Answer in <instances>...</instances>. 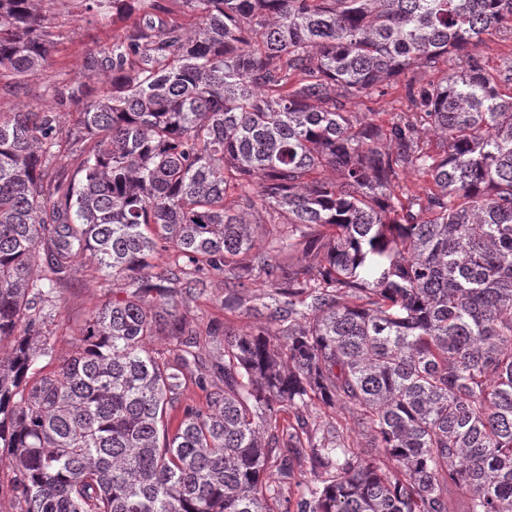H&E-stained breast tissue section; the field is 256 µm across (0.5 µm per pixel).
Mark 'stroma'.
<instances>
[{"instance_id": "1", "label": "stroma", "mask_w": 512, "mask_h": 512, "mask_svg": "<svg viewBox=\"0 0 512 512\" xmlns=\"http://www.w3.org/2000/svg\"><path fill=\"white\" fill-rule=\"evenodd\" d=\"M158 9L137 5L130 19L116 21L112 6L104 0L101 8L85 14L75 8L72 0H46L45 24L53 40V51L46 67L30 74L22 91L14 93L7 79H0V112H12L24 107L32 112L43 111L52 100L53 87L85 81L91 96L102 95L106 89L101 80L90 77L88 61L111 49L113 43L125 38L133 24L142 20L145 13H152L154 20L175 21L192 27L198 22L196 15L183 7L181 0H157ZM454 60L440 58L435 69H410L401 75V85L389 89L382 96H350L345 98L346 111L361 116H375L377 120H390L406 108L404 85L409 81L420 83L451 72ZM123 279L104 276L96 260L86 256L74 262L69 277L61 287V299L54 317L43 329V334L54 346L57 357H67L80 334V329L91 312L104 304L123 298ZM177 316L186 331L197 334L201 340L202 356L214 362L217 339L225 327L240 332L254 330L258 322L249 311L233 314L224 310V278L210 276L207 289L199 296H179Z\"/></svg>"}]
</instances>
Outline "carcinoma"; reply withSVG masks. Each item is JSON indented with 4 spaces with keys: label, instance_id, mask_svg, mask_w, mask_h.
<instances>
[{
    "label": "carcinoma",
    "instance_id": "1",
    "mask_svg": "<svg viewBox=\"0 0 512 512\" xmlns=\"http://www.w3.org/2000/svg\"><path fill=\"white\" fill-rule=\"evenodd\" d=\"M43 2L0 0V76L16 90L53 48ZM181 2L196 26L149 19L91 57L108 94L59 92L58 107L83 104L74 169L44 181L62 158L53 111L0 112V457L15 509L453 512L452 485L463 512H512V62L491 72L473 53L512 29V0ZM442 56L457 69L407 83L391 121L345 112ZM159 252L173 261L153 264ZM86 254L130 288L33 379ZM214 273L227 313L247 282L266 288L249 310L281 343L224 329L208 369L224 388L183 407L205 369L175 297ZM164 332L177 353L150 349ZM316 406L356 409L367 446L337 422L309 428L300 412ZM306 462L324 477L281 496Z\"/></svg>",
    "mask_w": 512,
    "mask_h": 512
}]
</instances>
